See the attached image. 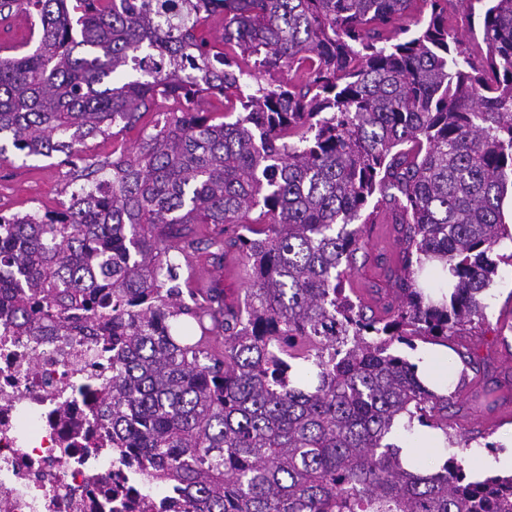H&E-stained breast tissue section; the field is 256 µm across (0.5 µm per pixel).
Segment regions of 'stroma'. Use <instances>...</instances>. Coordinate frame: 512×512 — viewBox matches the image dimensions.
<instances>
[{"label": "stroma", "mask_w": 512, "mask_h": 512, "mask_svg": "<svg viewBox=\"0 0 512 512\" xmlns=\"http://www.w3.org/2000/svg\"><path fill=\"white\" fill-rule=\"evenodd\" d=\"M80 180L73 166L59 158L24 157L8 149L5 161L0 162V210L26 213L56 208L69 201L78 190ZM392 224L381 221L367 227L365 247L357 254V263L349 285L358 295L367 288L384 287L381 260H394L397 248ZM199 286L217 282L227 300L243 298L249 286L241 260L228 257L222 277H215L206 256L195 260ZM486 319L474 334L455 337L454 352L449 353L451 377L461 384L459 401L463 411L448 420V434L453 443L448 455L464 458L471 475H478L483 456L491 449H502L507 434L512 433V264L500 262L498 275L485 293ZM470 348L483 359L487 368L478 372L465 366L457 355L458 349ZM487 390L497 400L494 411L488 412L467 404L473 392Z\"/></svg>", "instance_id": "35a3bbf8"}]
</instances>
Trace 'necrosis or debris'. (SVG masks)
<instances>
[{
	"label": "necrosis or debris",
	"instance_id": "necrosis-or-debris-1",
	"mask_svg": "<svg viewBox=\"0 0 512 512\" xmlns=\"http://www.w3.org/2000/svg\"><path fill=\"white\" fill-rule=\"evenodd\" d=\"M112 380L93 337L26 336L0 317V512H162L142 468L105 443Z\"/></svg>",
	"mask_w": 512,
	"mask_h": 512
}]
</instances>
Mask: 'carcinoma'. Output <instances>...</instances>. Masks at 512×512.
<instances>
[{"instance_id":"cac0c4a2","label":"carcinoma","mask_w":512,"mask_h":512,"mask_svg":"<svg viewBox=\"0 0 512 512\" xmlns=\"http://www.w3.org/2000/svg\"><path fill=\"white\" fill-rule=\"evenodd\" d=\"M460 4L465 33L447 0H0V17L34 19L0 56L16 150L70 157L172 102L134 149L84 157L91 185L69 202L0 211V317L102 341L112 449L176 492L169 506L512 512V476L473 480L456 457L410 470L389 442L401 415L448 434L454 403L400 346L481 324L512 242V0ZM371 205L403 230L384 317L345 289ZM230 252L250 283L237 304L184 276ZM429 263L455 279L438 299Z\"/></svg>"}]
</instances>
